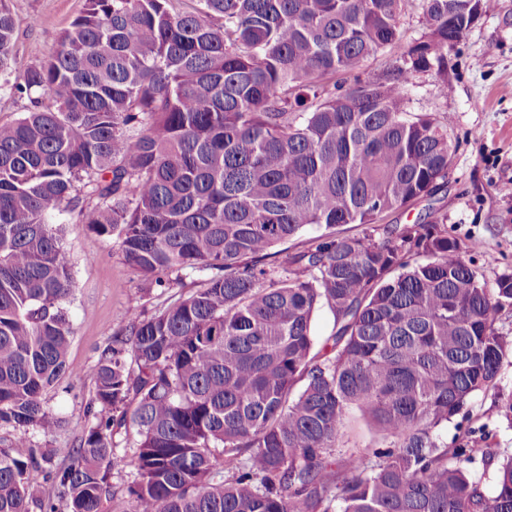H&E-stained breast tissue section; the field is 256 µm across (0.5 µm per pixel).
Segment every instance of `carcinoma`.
<instances>
[{
	"label": "carcinoma",
	"instance_id": "obj_1",
	"mask_svg": "<svg viewBox=\"0 0 512 512\" xmlns=\"http://www.w3.org/2000/svg\"><path fill=\"white\" fill-rule=\"evenodd\" d=\"M411 2L85 0L55 56L20 72L0 2V92L32 105L0 124V512H103L127 465L132 512H512V448L481 446L485 423L452 448L436 435L488 391L512 426L495 319L512 274L489 286L445 213L378 226L447 185L448 117L412 112L407 86L448 81V49L491 0H421L404 44ZM398 44L375 78L331 83ZM63 202L150 284L204 287L109 338L58 466L14 449L62 427L42 395L75 372ZM314 226L315 245L276 259ZM321 306L334 332L316 352ZM354 408L385 445L338 460ZM477 462L496 463L490 494ZM32 467L54 496L34 497ZM414 3L413 7L401 19L403 42L418 38L424 31V15L421 2L415 0Z\"/></svg>",
	"mask_w": 512,
	"mask_h": 512
}]
</instances>
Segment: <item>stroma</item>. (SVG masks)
<instances>
[{"label": "stroma", "instance_id": "stroma-1", "mask_svg": "<svg viewBox=\"0 0 512 512\" xmlns=\"http://www.w3.org/2000/svg\"><path fill=\"white\" fill-rule=\"evenodd\" d=\"M85 0H5L15 22L17 68L41 63L56 51L63 32ZM416 112H444L451 122L453 162L448 184L432 198L388 214L390 224H426L434 209L447 213L449 237L474 243L463 258L488 282L512 273V0H495L462 40L448 52V79L415 74L408 86ZM73 257L75 290L68 303L73 336L69 360L75 368L45 392L46 406L61 413L64 426L45 435L27 432L29 447L65 462L88 426L85 408L95 390L94 372L108 338L124 326L130 311L147 314L198 287L196 276L168 288L149 286L127 264L117 240L98 235L65 211H56ZM494 393L477 394L471 426L488 424L493 448H512V428L496 422Z\"/></svg>", "mask_w": 512, "mask_h": 512}]
</instances>
